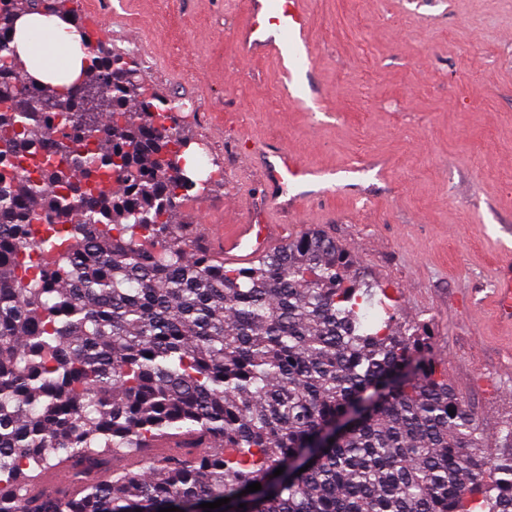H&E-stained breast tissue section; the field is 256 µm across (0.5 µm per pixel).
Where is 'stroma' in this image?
Returning <instances> with one entry per match:
<instances>
[{
    "label": "stroma",
    "instance_id": "stroma-1",
    "mask_svg": "<svg viewBox=\"0 0 512 512\" xmlns=\"http://www.w3.org/2000/svg\"><path fill=\"white\" fill-rule=\"evenodd\" d=\"M102 47L178 106L191 151L224 178L177 219L239 224L263 146L309 170L282 223L317 225L358 277L425 324L486 453L512 422V323L495 290L512 267V0H303L307 54L283 71L244 51L251 0H72Z\"/></svg>",
    "mask_w": 512,
    "mask_h": 512
}]
</instances>
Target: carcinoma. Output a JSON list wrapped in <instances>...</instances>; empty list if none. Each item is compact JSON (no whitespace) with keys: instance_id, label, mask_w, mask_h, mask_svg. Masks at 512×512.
I'll return each instance as SVG.
<instances>
[{"instance_id":"1","label":"carcinoma","mask_w":512,"mask_h":512,"mask_svg":"<svg viewBox=\"0 0 512 512\" xmlns=\"http://www.w3.org/2000/svg\"><path fill=\"white\" fill-rule=\"evenodd\" d=\"M2 2L0 512H512V452L486 455L388 287L311 230L248 268L191 251L183 116L87 35L81 85L29 80L12 43L32 0ZM166 437L182 451L118 464ZM54 465L77 488L40 487Z\"/></svg>"}]
</instances>
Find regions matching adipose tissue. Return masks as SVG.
<instances>
[{
    "label": "adipose tissue",
    "mask_w": 512,
    "mask_h": 512,
    "mask_svg": "<svg viewBox=\"0 0 512 512\" xmlns=\"http://www.w3.org/2000/svg\"><path fill=\"white\" fill-rule=\"evenodd\" d=\"M15 44L29 71L51 84L74 80L86 58L80 33L53 15L24 16L17 25Z\"/></svg>",
    "instance_id": "adipose-tissue-1"
}]
</instances>
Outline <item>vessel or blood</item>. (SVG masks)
Here are the masks:
<instances>
[{
  "instance_id": "obj_1",
  "label": "vessel or blood",
  "mask_w": 512,
  "mask_h": 512,
  "mask_svg": "<svg viewBox=\"0 0 512 512\" xmlns=\"http://www.w3.org/2000/svg\"><path fill=\"white\" fill-rule=\"evenodd\" d=\"M308 26V14L302 0H252L251 20L239 34L244 51L251 53L284 55L297 35ZM309 176L287 150L278 147L274 161L262 171L267 190L268 206L258 208L255 219L246 224L209 225L203 244L210 256L227 264L249 266L283 247L288 241L287 225L279 223L271 202L284 195L289 181L302 182Z\"/></svg>"
}]
</instances>
